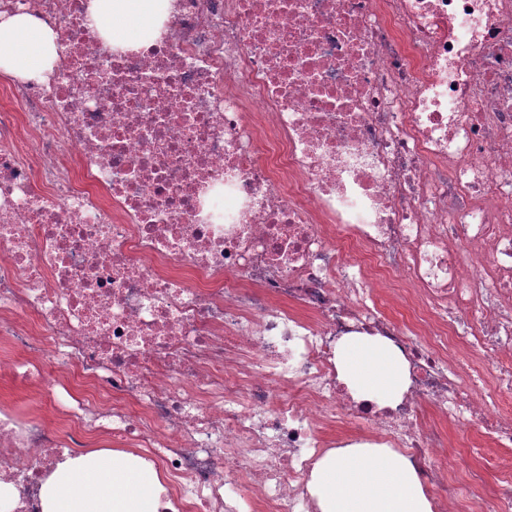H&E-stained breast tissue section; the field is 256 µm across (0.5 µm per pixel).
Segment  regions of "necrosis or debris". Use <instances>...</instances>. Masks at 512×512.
<instances>
[{"mask_svg":"<svg viewBox=\"0 0 512 512\" xmlns=\"http://www.w3.org/2000/svg\"><path fill=\"white\" fill-rule=\"evenodd\" d=\"M452 3L171 0L122 51L90 0H0L57 34L0 110V374L69 393L51 422L0 404L14 512L112 447L154 465L159 512H319L339 448L401 452L433 512H512L437 462L447 423L512 446V0H463L462 46ZM350 336L400 354L398 399L339 381Z\"/></svg>","mask_w":512,"mask_h":512,"instance_id":"obj_1","label":"necrosis or debris"}]
</instances>
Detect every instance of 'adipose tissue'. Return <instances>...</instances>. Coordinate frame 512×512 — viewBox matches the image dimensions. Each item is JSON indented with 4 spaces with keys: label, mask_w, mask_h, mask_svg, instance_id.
<instances>
[{
    "label": "adipose tissue",
    "mask_w": 512,
    "mask_h": 512,
    "mask_svg": "<svg viewBox=\"0 0 512 512\" xmlns=\"http://www.w3.org/2000/svg\"><path fill=\"white\" fill-rule=\"evenodd\" d=\"M168 0H91L90 13L113 47L137 49L159 36ZM56 33L35 17L0 16V74L28 79L50 68ZM338 378L362 397H399L407 383L400 356L369 336L336 350ZM311 494L321 512H432L414 471L387 448H343L312 472ZM163 487L149 463L130 454L93 449L68 456L41 486L43 512H158Z\"/></svg>",
    "instance_id": "1"
}]
</instances>
